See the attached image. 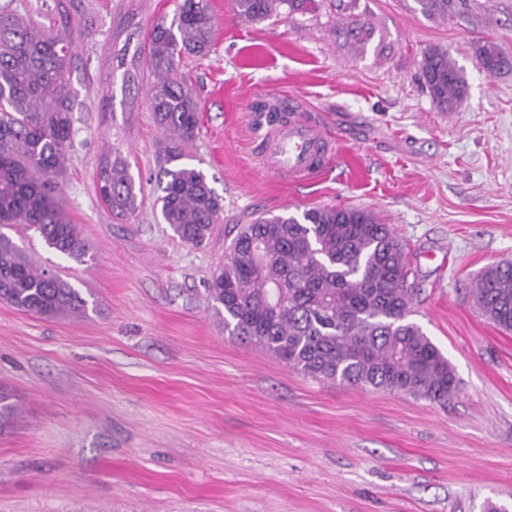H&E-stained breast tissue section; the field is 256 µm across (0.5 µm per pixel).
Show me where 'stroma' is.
<instances>
[{"label":"stroma","mask_w":512,"mask_h":512,"mask_svg":"<svg viewBox=\"0 0 512 512\" xmlns=\"http://www.w3.org/2000/svg\"><path fill=\"white\" fill-rule=\"evenodd\" d=\"M84 30L70 72L74 137L63 176L73 223L95 247L78 263L10 229L38 265L88 301L46 320L0 303V386L20 404L0 435V512H486L512 505V332L476 308L471 282L512 262V72L487 78L480 38L512 51V0H469L448 19L415 0H359L376 32L359 53L328 0L251 22L232 0L206 57H184L200 131L187 164L224 201L209 242H179L156 204L161 133L138 48L174 0H0ZM448 50L468 94L440 111L418 79ZM137 80L125 82L126 72ZM306 97L339 140L319 182L276 185L254 161L251 101ZM122 157L135 215L96 194ZM358 207L391 225L419 288L412 321L448 358L459 391L441 406L304 376L225 330L207 283L224 239L258 214Z\"/></svg>","instance_id":"obj_1"}]
</instances>
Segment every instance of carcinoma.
Segmentation results:
<instances>
[{"label":"carcinoma","instance_id":"carcinoma-1","mask_svg":"<svg viewBox=\"0 0 512 512\" xmlns=\"http://www.w3.org/2000/svg\"><path fill=\"white\" fill-rule=\"evenodd\" d=\"M236 14L263 22L305 15L315 0H233ZM358 0H338L336 34L362 51L374 27ZM428 18L446 19L467 0H415ZM216 21L209 0H175L171 22L148 31V106L163 134L157 202L185 244L200 246L224 211L202 171L184 163L199 133L193 92L178 78L185 56L205 57ZM72 32H53L0 6V302L45 319L87 315L88 300L61 275L41 268L2 229L20 225L79 262L93 257L65 208L60 177L73 136L69 82ZM470 50L489 76L512 70V54L476 39ZM420 79L433 103L450 111L468 90L448 51L423 52ZM96 190L113 212L138 208L135 183L120 157L102 164ZM402 245L388 224L360 208H310L260 216L227 246L207 297L224 329L258 344L306 376L446 405L457 393L454 367L409 320L416 288ZM476 308L512 331V263L486 268L472 288ZM19 405L0 387V434L14 427Z\"/></svg>","mask_w":512,"mask_h":512}]
</instances>
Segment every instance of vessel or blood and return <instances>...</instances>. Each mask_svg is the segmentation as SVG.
I'll use <instances>...</instances> for the list:
<instances>
[{"instance_id":"1","label":"vessel or blood","mask_w":512,"mask_h":512,"mask_svg":"<svg viewBox=\"0 0 512 512\" xmlns=\"http://www.w3.org/2000/svg\"><path fill=\"white\" fill-rule=\"evenodd\" d=\"M263 101L272 117L252 146L258 164L291 187L318 181L336 153V140L321 113L295 95L269 93Z\"/></svg>"}]
</instances>
